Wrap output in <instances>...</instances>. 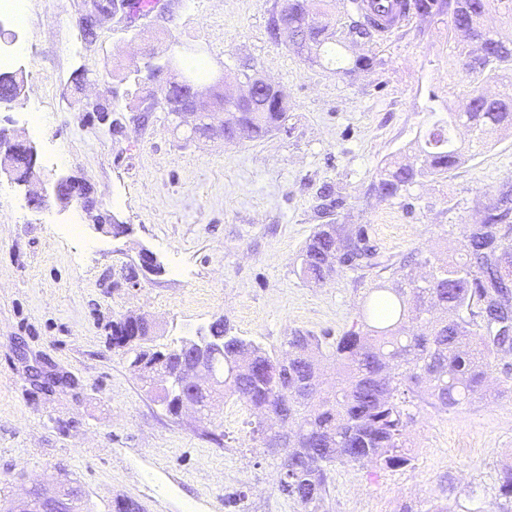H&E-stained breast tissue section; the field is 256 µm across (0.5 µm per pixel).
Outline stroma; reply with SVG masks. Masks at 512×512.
<instances>
[{
	"instance_id": "1",
	"label": "stroma",
	"mask_w": 512,
	"mask_h": 512,
	"mask_svg": "<svg viewBox=\"0 0 512 512\" xmlns=\"http://www.w3.org/2000/svg\"><path fill=\"white\" fill-rule=\"evenodd\" d=\"M277 0H160L147 16H115L88 39L83 0H25L17 40L26 74L20 99L0 106V130L31 140L41 186L56 174L90 189L97 213L60 233L81 201L32 209L25 189L0 179V486L22 496L67 474L87 512L132 499L147 512H302L278 489L275 458L256 448L251 411L226 403L211 419L174 416L149 394L112 325L146 316L158 348L207 334L265 349L291 332L339 336L350 328L375 273L342 270L315 285L299 255L318 225L362 224L386 257H458L478 202L512 184V132L471 148L447 175L420 179L392 199L368 190L382 167L416 147L434 122L463 111L471 78L447 10L416 15L384 42H350V0H330L344 57L370 55L352 73L312 65L268 33ZM205 60L199 88L222 71H256L290 103L287 126L240 145L191 139L150 109L158 89L135 83L146 50ZM83 85H76L77 75ZM119 105L120 127L89 111ZM39 106L32 135L23 113ZM162 273L145 274L140 248ZM40 368L44 382L29 378ZM487 395L445 411L417 403L404 468L333 467L322 512H487L512 463V352L500 356Z\"/></svg>"
}]
</instances>
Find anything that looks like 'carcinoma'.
<instances>
[{"label":"carcinoma","instance_id":"1","mask_svg":"<svg viewBox=\"0 0 512 512\" xmlns=\"http://www.w3.org/2000/svg\"><path fill=\"white\" fill-rule=\"evenodd\" d=\"M317 0H288L290 20L315 21L309 35L291 48L310 63L336 58L337 20L316 8ZM512 17V0H448L453 28L467 34L485 52L475 75L489 79L512 68V32L489 29L491 12ZM145 79L158 83L160 105L167 117L178 119L193 108L186 90L199 74L180 71L171 54L147 66ZM233 123L225 127L224 143L258 141L286 127L288 101L267 91L255 92L235 106ZM465 125L471 142L483 145L490 135L512 129V90L490 100L472 98L466 112H450L438 120L406 161H392L372 183L369 194L397 196L418 179L444 175L464 158L466 147L451 131ZM465 253L444 265L414 256L393 261L370 245L364 225L322 224L300 254L299 274L320 283L341 269L390 273L391 286L378 284L360 321L332 340L294 331L279 350H267L229 334L222 320L209 334L224 336L211 351L210 367L222 384L196 394L204 415L217 400L232 399L270 417L258 419L253 440L279 460L288 482L287 496L304 512H320L328 473L338 464L379 470L407 466L412 461L407 429L411 408L423 400L448 410L481 394L501 351L512 348L508 331L499 335L502 312L512 311V185L479 203L475 217L463 225ZM150 324L142 315L128 314L112 325V343L131 356V366L172 414H178L181 393L157 386L153 372H179L188 365L189 351L176 346L157 349L148 344ZM336 366L333 382L322 380L320 362ZM288 368H281L283 362ZM512 512V465L504 468L500 486Z\"/></svg>","mask_w":512,"mask_h":512}]
</instances>
